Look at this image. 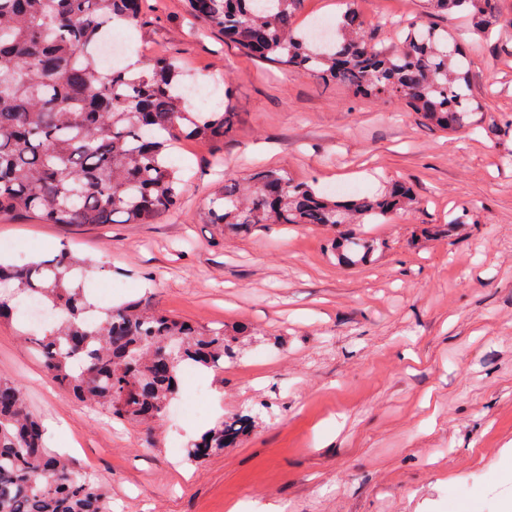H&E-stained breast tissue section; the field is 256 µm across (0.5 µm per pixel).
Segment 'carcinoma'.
Returning <instances> with one entry per match:
<instances>
[{"instance_id": "cac0c4a2", "label": "carcinoma", "mask_w": 512, "mask_h": 512, "mask_svg": "<svg viewBox=\"0 0 512 512\" xmlns=\"http://www.w3.org/2000/svg\"><path fill=\"white\" fill-rule=\"evenodd\" d=\"M145 0H0V214L47 224H149L180 205L183 180L170 150L182 139L218 143L233 129L224 110L195 112L173 58L105 66L101 51L116 28L143 23ZM302 0H190L244 55L347 88L355 97L401 100L426 123L462 126L479 110L467 54L435 21L464 13L487 34L499 0H424V19L398 24L385 46L370 21L346 3L329 41L294 17ZM412 187L393 181L377 195L338 200L328 190L258 170L224 181L212 195L213 224L240 232L256 224H385L418 208ZM372 241L340 238L336 260L369 262ZM87 261L63 248L21 266L0 263V319L17 299L36 298L56 313L33 338L52 379L77 399L118 419L162 414L186 364L220 367L233 357L224 330L203 333L148 298L100 312L86 300ZM251 418L237 415L202 433L187 450L198 461L240 442ZM0 512H110L106 491L44 445L20 387L0 379Z\"/></svg>"}]
</instances>
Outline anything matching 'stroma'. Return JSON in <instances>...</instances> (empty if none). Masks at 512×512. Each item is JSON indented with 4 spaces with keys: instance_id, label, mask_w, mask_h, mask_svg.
Returning <instances> with one entry per match:
<instances>
[{
    "instance_id": "1",
    "label": "stroma",
    "mask_w": 512,
    "mask_h": 512,
    "mask_svg": "<svg viewBox=\"0 0 512 512\" xmlns=\"http://www.w3.org/2000/svg\"><path fill=\"white\" fill-rule=\"evenodd\" d=\"M355 5L387 43L386 16L424 7ZM437 22L469 46L472 134L262 66L189 0H154L127 59L177 57L236 114L224 142L176 144L180 206L150 224L0 216V260L16 261L18 245L30 260L70 248L93 261L98 308L148 297L200 329H244L222 369L182 375L175 401L191 414L143 425L58 388L26 330L0 322V376L24 389L48 447L109 491L112 512H512V28L477 40L465 18ZM260 167L349 194L402 179L422 205L337 230L210 223L213 191ZM340 232L375 241L372 261L338 263ZM246 411L254 426L237 447L186 461L200 433Z\"/></svg>"
}]
</instances>
